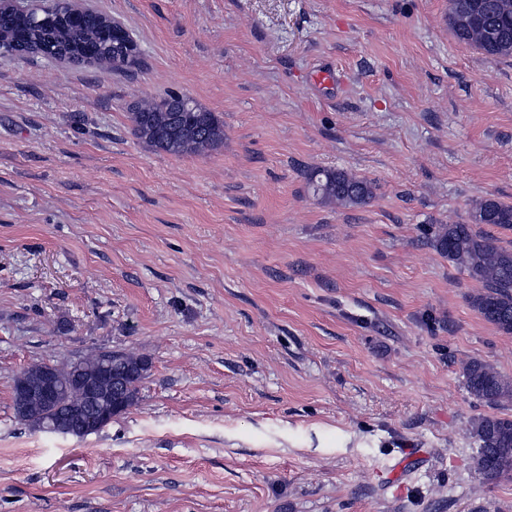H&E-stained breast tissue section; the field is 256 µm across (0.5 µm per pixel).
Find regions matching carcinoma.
Segmentation results:
<instances>
[{
	"instance_id": "carcinoma-1",
	"label": "carcinoma",
	"mask_w": 512,
	"mask_h": 512,
	"mask_svg": "<svg viewBox=\"0 0 512 512\" xmlns=\"http://www.w3.org/2000/svg\"><path fill=\"white\" fill-rule=\"evenodd\" d=\"M490 21L482 23L479 0H448V22L456 39L491 57H512V0H488ZM47 60L65 56L76 63L96 61L103 72L122 70L112 54V31L92 14L78 28H68L56 13L43 10L32 21L0 17V56H19L22 49ZM133 135L147 146L172 155L211 150L224 141V124L213 112L202 109L179 94L138 102L131 112ZM313 193L339 205H365L374 197L373 183L343 170H315L310 175ZM474 224L512 227V204L493 197L478 201L470 224H444L435 235L434 246L448 260L482 283L470 298L472 307L501 333L512 335V250L496 245L475 232ZM112 363V378L101 382L102 400L90 406L82 388L71 382L74 370L88 377L100 374L106 361ZM65 384L60 401L52 406L30 403L18 417L31 428L51 431L69 415L85 423L105 426L112 388L122 387L123 411L136 405L139 384L150 369V361L134 352L100 351L78 361V365H53ZM465 386L476 400L491 406L512 401V380L479 360L463 369ZM471 434L477 443L475 469L481 479L495 481L512 475V418L482 416L473 422Z\"/></svg>"
}]
</instances>
